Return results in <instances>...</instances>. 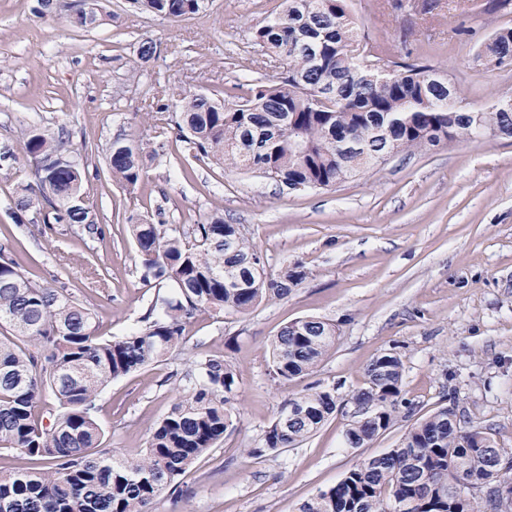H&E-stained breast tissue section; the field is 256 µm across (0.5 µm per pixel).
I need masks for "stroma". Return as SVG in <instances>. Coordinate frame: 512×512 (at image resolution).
Instances as JSON below:
<instances>
[{"mask_svg": "<svg viewBox=\"0 0 512 512\" xmlns=\"http://www.w3.org/2000/svg\"><path fill=\"white\" fill-rule=\"evenodd\" d=\"M429 13L394 0H347L371 42L395 61L431 64L478 108L512 91V70L488 71L476 53L489 34L512 27V8L487 12L486 0H431ZM35 0H0V142L37 122L65 128L74 146L91 149L85 189L102 234L53 224L15 226L9 206L25 176L23 160L0 162V245L21 246L25 275L66 290L94 310L99 335L141 327L157 294L143 285L126 218L163 209L168 223L189 226L213 211L240 225L268 272L301 263V285L246 314L204 313L166 360L112 381L95 416L114 455L142 451L156 424L184 392L197 355H217L240 371L233 425L190 466L151 512H298L334 486L359 460L396 447L415 418L431 415L457 392L459 409L491 427L512 448V139L463 141L385 165L329 189L288 194L266 178L228 170L183 153L168 135L163 154L149 104L169 112L184 96L220 97L248 79L276 80L279 64L261 69L251 28L275 16L281 0H208L193 18L172 22L141 12L131 0H102L110 18L84 30L68 13L39 18ZM158 46L141 61L142 39ZM123 133L148 151L136 189L113 183L108 143ZM106 279L90 287L93 273ZM336 325V343L313 377L275 387L269 345L299 318ZM393 350L404 362L403 390L414 416H400L371 443L344 442L350 409L338 410L293 448L249 455L284 402L311 381L335 385L348 400L366 366Z\"/></svg>", "mask_w": 512, "mask_h": 512, "instance_id": "obj_1", "label": "stroma"}]
</instances>
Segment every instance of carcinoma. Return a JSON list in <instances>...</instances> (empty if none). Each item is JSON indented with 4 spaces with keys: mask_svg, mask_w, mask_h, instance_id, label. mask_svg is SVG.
<instances>
[{
    "mask_svg": "<svg viewBox=\"0 0 512 512\" xmlns=\"http://www.w3.org/2000/svg\"><path fill=\"white\" fill-rule=\"evenodd\" d=\"M169 21L188 19L205 0H133ZM96 9L71 18L82 29L104 18ZM273 19L254 26L260 55L283 71L274 83L236 86L234 101L208 94L182 99L175 115L151 110L160 135L173 130L186 153L227 169L275 181L290 193L334 187L394 155H412L474 139H512V93L473 109L462 91L421 81L429 65L390 59L362 34L347 0H282ZM477 59L489 71L512 67V27L497 28ZM17 142L33 182L12 197L15 222L68 224L99 231L85 193V154L64 129L19 127ZM112 181L133 188L145 174L143 149L124 134L105 154ZM143 280L166 283L144 325L113 339L97 333L95 313L55 288L25 277L15 251L0 247V449L30 467L0 474V512H149L188 466L214 448L232 425L240 377L224 358L197 356L185 372L188 391L151 433L144 451L117 457L102 449L94 412L99 392L175 351L186 326L202 313L246 314L266 297L284 298L305 278L301 263L266 272L255 244L239 225L212 213L188 229L159 211L128 217ZM336 325L305 318L283 326L270 342V381L310 376L332 349ZM404 362L384 352L365 370L346 444L360 448L395 423ZM58 402L47 418L46 394ZM450 405L417 420L399 445L353 465L333 487L298 512H512V448H500L492 428L465 421ZM336 386L319 381L288 398L252 456L292 448L339 408Z\"/></svg>",
    "mask_w": 512,
    "mask_h": 512,
    "instance_id": "carcinoma-1",
    "label": "carcinoma"
}]
</instances>
